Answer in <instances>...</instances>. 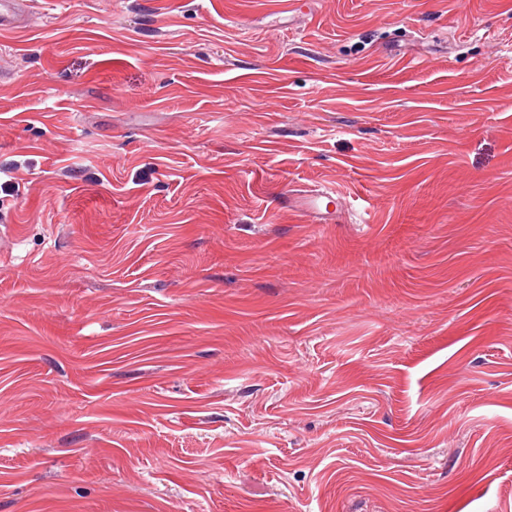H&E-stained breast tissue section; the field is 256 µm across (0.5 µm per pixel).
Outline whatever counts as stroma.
<instances>
[{
	"label": "stroma",
	"instance_id": "stroma-1",
	"mask_svg": "<svg viewBox=\"0 0 512 512\" xmlns=\"http://www.w3.org/2000/svg\"><path fill=\"white\" fill-rule=\"evenodd\" d=\"M284 2L0 35V512H512V0Z\"/></svg>",
	"mask_w": 512,
	"mask_h": 512
}]
</instances>
